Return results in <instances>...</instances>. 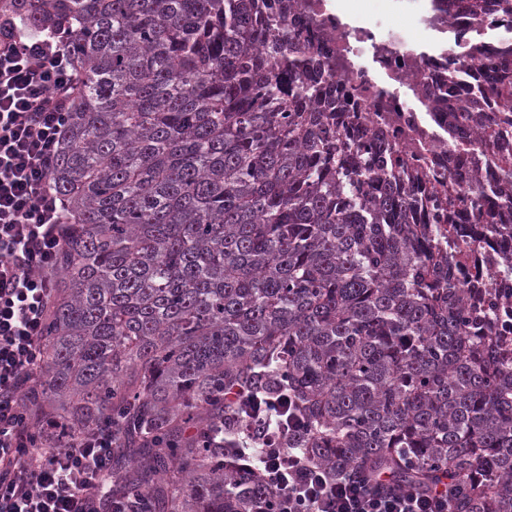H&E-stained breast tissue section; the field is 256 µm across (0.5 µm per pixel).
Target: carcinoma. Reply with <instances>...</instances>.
I'll list each match as a JSON object with an SVG mask.
<instances>
[{
	"label": "carcinoma",
	"instance_id": "carcinoma-1",
	"mask_svg": "<svg viewBox=\"0 0 512 512\" xmlns=\"http://www.w3.org/2000/svg\"><path fill=\"white\" fill-rule=\"evenodd\" d=\"M293 0H0L62 33L77 74L49 180L66 234L20 407L35 446L110 428L127 512H269L241 428L289 398L288 445L329 477L448 486L449 512H512V353L458 284L454 181L349 145ZM488 94L512 104V74ZM488 161L512 212V147ZM475 239L501 220L476 206Z\"/></svg>",
	"mask_w": 512,
	"mask_h": 512
}]
</instances>
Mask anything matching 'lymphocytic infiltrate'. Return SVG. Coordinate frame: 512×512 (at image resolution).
<instances>
[{
    "mask_svg": "<svg viewBox=\"0 0 512 512\" xmlns=\"http://www.w3.org/2000/svg\"><path fill=\"white\" fill-rule=\"evenodd\" d=\"M73 90V61L57 34L27 35L0 15V512H97L112 461L108 430L33 448L18 406L41 369L65 237L49 172ZM283 440L265 439L259 455L277 491L274 512H448L447 490L398 492L357 474L332 480Z\"/></svg>",
    "mask_w": 512,
    "mask_h": 512,
    "instance_id": "f902f5d3",
    "label": "lymphocytic infiltrate"
}]
</instances>
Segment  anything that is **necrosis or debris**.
Wrapping results in <instances>:
<instances>
[{"label": "necrosis or debris", "mask_w": 512, "mask_h": 512, "mask_svg": "<svg viewBox=\"0 0 512 512\" xmlns=\"http://www.w3.org/2000/svg\"><path fill=\"white\" fill-rule=\"evenodd\" d=\"M398 16L409 27L394 25ZM287 20L301 41L328 54L329 84L347 101L357 139L385 129L397 157L435 188L451 177L463 186L496 181L485 159L494 146L473 136L466 113L504 117L503 104L480 90L493 72H512V57L500 55L512 41V10L497 0H380L376 10L365 0H296ZM511 262L512 233L491 244L474 241L457 277L479 284L501 335L512 341V278L499 274Z\"/></svg>", "instance_id": "4bbe7bcc"}]
</instances>
